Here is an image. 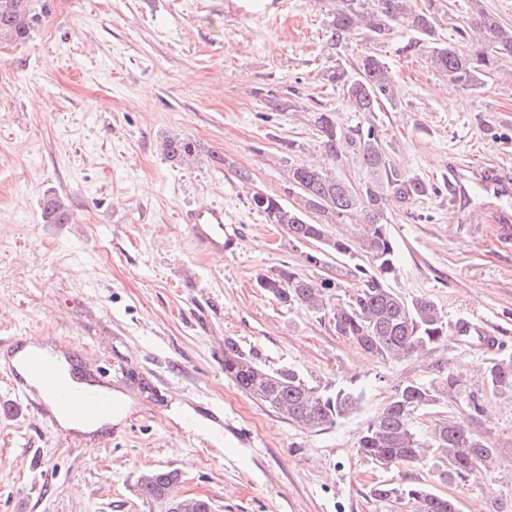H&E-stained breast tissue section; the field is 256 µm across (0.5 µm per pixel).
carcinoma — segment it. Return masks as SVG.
Returning <instances> with one entry per match:
<instances>
[{"mask_svg":"<svg viewBox=\"0 0 512 512\" xmlns=\"http://www.w3.org/2000/svg\"><path fill=\"white\" fill-rule=\"evenodd\" d=\"M48 13V0H0V40L26 42ZM396 24H406L415 33L407 49L427 48L433 68L463 90L485 87L502 71V62L512 59V27L486 9L483 0H469L468 10L452 25L454 40L448 43L439 34L438 10L432 0L423 6L417 0H334L325 20L326 43L342 56L354 37L364 34L381 42ZM324 80L340 87L352 111L366 119L344 128L334 113H314L332 168L290 166L288 193L299 197L296 205L260 191L251 194V203L266 223L281 225L292 240L339 256L350 257L360 249L367 254L369 267L354 266L360 284L342 298H333L329 282L303 277L290 267L259 277L257 286L281 303L329 317L338 335L383 361L422 354L448 339V321L432 299L406 300L388 286L398 271L397 247L388 224L392 212L410 210L433 194L434 187L392 163L369 119L396 101V75L370 51L349 68L337 63L326 71ZM199 152V144L191 139L173 138L163 144L164 155L177 163L194 160ZM349 165L358 169L356 182L336 175V167ZM310 213L324 216V221H310ZM42 214L50 224L71 219L66 204L54 195L43 198ZM353 223L360 228L354 239L335 237L327 229L329 224ZM224 375L260 405L310 431L335 425L360 403L359 394L350 388L322 390L291 368L269 371L230 338L224 340ZM484 380L494 393L512 392V357L492 362ZM453 396L463 399L459 416L436 421L426 433L415 428L419 412ZM483 403V394L466 390L453 368L444 365L427 382L397 386L357 441L360 455L383 467L405 470L404 483H380L372 490L374 498L388 504L403 502L410 512H457L452 499L436 494L412 472L426 464L432 453L446 461L438 472L443 483L464 481L489 470L497 449L480 430ZM179 483L176 470H148L141 475L139 487L143 497L165 504L167 512H205L202 503L180 505L174 494Z\"/></svg>","mask_w":512,"mask_h":512,"instance_id":"1","label":"carcinoma"}]
</instances>
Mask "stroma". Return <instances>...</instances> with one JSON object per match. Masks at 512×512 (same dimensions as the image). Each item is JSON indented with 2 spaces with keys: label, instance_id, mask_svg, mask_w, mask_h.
Wrapping results in <instances>:
<instances>
[{
  "label": "stroma",
  "instance_id": "1",
  "mask_svg": "<svg viewBox=\"0 0 512 512\" xmlns=\"http://www.w3.org/2000/svg\"><path fill=\"white\" fill-rule=\"evenodd\" d=\"M329 6L50 0L28 42H0V338L35 336L76 347L85 367L124 369L112 382L123 412L93 442L28 412L0 378V512H165L140 493L151 469L178 470V493L213 512H399L371 489L402 473L358 454L360 431L397 385L448 364L477 391L492 356L512 355V242L491 221L512 215V195L481 188L492 173L512 178V60L503 79L462 91L424 52L406 51L414 36L403 27L381 43L356 37L344 57L374 51L397 74V101L375 124L392 162L436 187L392 214L390 286L433 299L470 334L422 357L367 358L327 318L257 288L258 275L291 266L348 291L351 268L367 262L359 252L309 265L311 245L250 203L256 188L296 202L290 166L326 163L314 112L343 126L361 119L322 78L337 60L325 44ZM169 137L199 143L198 159H166ZM47 195L65 201L69 223H45ZM203 205L223 206L236 231L223 256L200 254L181 222ZM228 338L267 369L353 388L359 409L323 431L295 427L225 376ZM484 407L490 473L448 485L435 458L414 474L458 512H512V395ZM218 409L220 456L196 431Z\"/></svg>",
  "mask_w": 512,
  "mask_h": 512
}]
</instances>
